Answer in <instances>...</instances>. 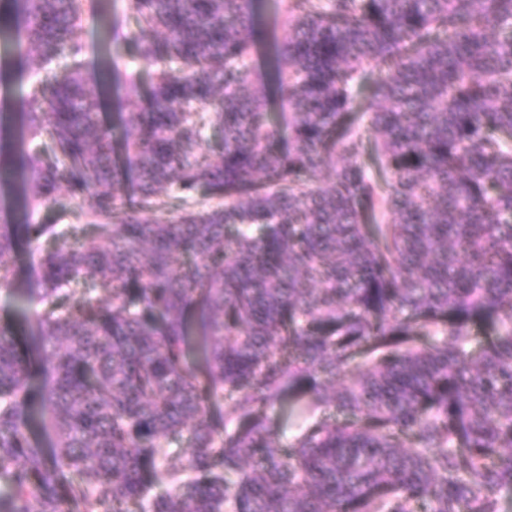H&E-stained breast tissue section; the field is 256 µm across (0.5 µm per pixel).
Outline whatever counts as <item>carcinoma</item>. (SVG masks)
I'll return each mask as SVG.
<instances>
[{
  "mask_svg": "<svg viewBox=\"0 0 512 512\" xmlns=\"http://www.w3.org/2000/svg\"><path fill=\"white\" fill-rule=\"evenodd\" d=\"M7 3L29 85L0 192L26 220L0 291L39 306L42 356L0 322V512H501L512 0H280V39L254 0H125L152 80L121 82L122 160L77 36L97 0Z\"/></svg>",
  "mask_w": 512,
  "mask_h": 512,
  "instance_id": "1",
  "label": "carcinoma"
}]
</instances>
